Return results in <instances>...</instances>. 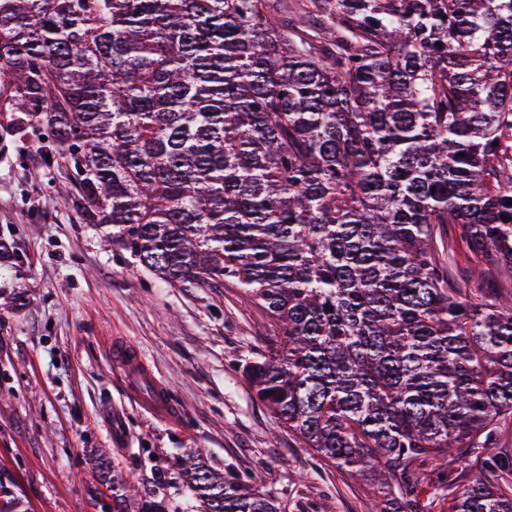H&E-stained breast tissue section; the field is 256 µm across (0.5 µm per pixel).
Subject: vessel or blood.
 Segmentation results:
<instances>
[{
  "instance_id": "obj_1",
  "label": "vessel or blood",
  "mask_w": 512,
  "mask_h": 512,
  "mask_svg": "<svg viewBox=\"0 0 512 512\" xmlns=\"http://www.w3.org/2000/svg\"><path fill=\"white\" fill-rule=\"evenodd\" d=\"M108 356L111 364L121 372L130 392L146 407L170 420L179 417V408L170 401L165 388L147 368L136 346L124 338H114L108 347Z\"/></svg>"
}]
</instances>
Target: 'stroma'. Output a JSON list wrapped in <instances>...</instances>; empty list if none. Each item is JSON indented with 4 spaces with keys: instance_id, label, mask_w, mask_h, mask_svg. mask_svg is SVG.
<instances>
[{
    "instance_id": "stroma-1",
    "label": "stroma",
    "mask_w": 512,
    "mask_h": 512,
    "mask_svg": "<svg viewBox=\"0 0 512 512\" xmlns=\"http://www.w3.org/2000/svg\"><path fill=\"white\" fill-rule=\"evenodd\" d=\"M67 176L36 136L0 130V238L22 258L26 294L0 299V469L31 512H105L112 493L89 462L98 451L135 483L163 470L177 505L187 499L179 461L197 452L257 477L281 512H379L376 489L305 448L250 388L243 364L271 332L262 308L229 284L173 286L137 268L81 223ZM117 336L141 350L180 421L129 393L108 358Z\"/></svg>"
}]
</instances>
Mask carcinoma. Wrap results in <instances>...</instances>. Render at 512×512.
Instances as JSON below:
<instances>
[{"mask_svg": "<svg viewBox=\"0 0 512 512\" xmlns=\"http://www.w3.org/2000/svg\"><path fill=\"white\" fill-rule=\"evenodd\" d=\"M0 0V115L50 130L83 224L270 319L244 371L326 461L420 512H512V0ZM461 248L463 288L442 252ZM18 254L0 239V296ZM112 512H184L96 464ZM191 512H280L199 455ZM0 512H29L0 472ZM455 480L448 491H435L427 484L419 496V508L424 512H448V506L453 496L463 491L472 477L470 466L465 462L456 468L453 474Z\"/></svg>", "mask_w": 512, "mask_h": 512, "instance_id": "carcinoma-1", "label": "carcinoma"}]
</instances>
